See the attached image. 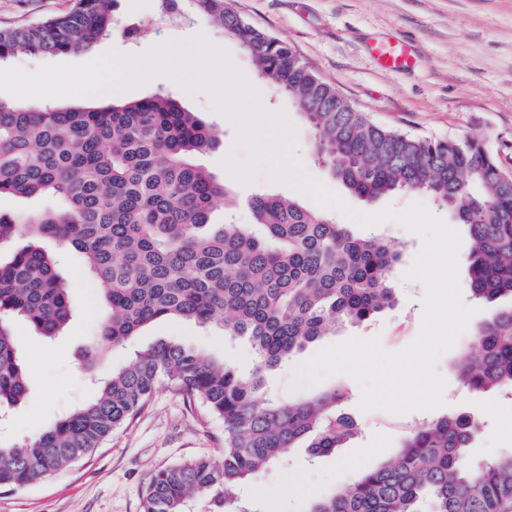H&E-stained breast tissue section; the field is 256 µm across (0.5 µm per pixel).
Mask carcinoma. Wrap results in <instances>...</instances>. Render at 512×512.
<instances>
[{"instance_id": "1", "label": "carcinoma", "mask_w": 512, "mask_h": 512, "mask_svg": "<svg viewBox=\"0 0 512 512\" xmlns=\"http://www.w3.org/2000/svg\"><path fill=\"white\" fill-rule=\"evenodd\" d=\"M115 0H74L69 12L0 27V63L19 52L85 50L112 33ZM291 99L314 132L313 155L366 200L421 193L448 209L471 240L468 290L487 308L458 379L474 395H512V180L475 138L435 140L386 128L356 110L288 45L247 22L228 0H192ZM219 134L168 95L101 107L23 106L0 99V196H54L63 205L19 218L0 212V410L28 394L27 365L11 331L21 318L47 338L73 317L68 286L43 242L77 251L107 309L95 346L117 347L147 324L189 320L244 336L255 354L243 371L174 341L138 352L98 382L93 398L31 442L0 444V488L47 478L91 456L149 404L167 379L190 407L224 421V460L196 458L155 472L141 512H187L195 495L208 512H267L241 488L285 464L302 446L332 453L356 430L332 389L295 404L266 395L267 372L344 323L358 324L397 301L393 272L403 251L382 237L298 201L260 192L252 224L213 230L214 203L232 213V189L194 157ZM477 412L416 427L399 450L350 483L311 499L306 512H512V450L475 463Z\"/></svg>"}]
</instances>
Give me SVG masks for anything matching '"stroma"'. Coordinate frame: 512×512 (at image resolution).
<instances>
[{"mask_svg": "<svg viewBox=\"0 0 512 512\" xmlns=\"http://www.w3.org/2000/svg\"><path fill=\"white\" fill-rule=\"evenodd\" d=\"M248 22L280 37L307 66L354 108L366 112L377 124L434 139H480L499 165L512 171V0H230ZM71 0H0V27L22 26L69 10ZM181 23L170 25L159 15V0H117L112 34L88 50L59 55L62 63H82L114 49L136 56L170 40L204 35L227 51L234 66L258 91L262 107L285 113L296 129L297 153L306 169L355 209L374 213L385 207L403 209L414 202L411 194H395L367 201L347 193L327 169L311 155L312 131L296 106L262 79L247 53L224 37L208 19L185 5ZM137 34H129L131 24ZM381 37H398L412 49V67L391 72L380 67L370 44ZM164 93L220 131V142L196 156L217 179L231 184L239 205L237 223L251 221L249 199L266 191L294 197L288 186L260 172L242 183L225 168L226 158L246 162L249 152L237 146V129L213 108L204 90L191 94L166 75L121 92L124 100ZM372 234L399 244L403 249L393 276L396 305L361 324H345L334 334L293 354L271 370L268 384L279 401L295 403L332 388L346 392L344 409L355 421L357 432L344 447L309 461L298 449L291 465L260 474L249 489L268 512H306L312 496L351 482L357 472L392 456L413 428L425 421L456 411L478 410L484 427L470 453L487 461L512 448V398L495 394L472 397L460 387L456 364L468 352V335H461L440 359L437 369L447 381L444 407L393 415L358 407L360 387L346 375L330 377L319 385L292 389L295 368L319 349L351 337L379 338L390 352L404 350L418 335L422 321L420 283L403 275L422 247L421 238L402 224L388 221L372 227ZM357 228V235H364ZM58 271L69 285V299L76 309L59 338L48 342L22 320L12 322L15 341L30 363L29 395L0 420V440L23 443L53 425L94 395L91 374L107 376L129 362L137 351L158 341H183L205 355L245 368L254 355L244 337L225 335L220 324L202 327L185 320H161L130 338L122 347L96 351L104 306L99 292L86 277L80 256L70 251L58 262ZM224 423L191 409L167 381H159L149 406L127 427L88 459L67 467L41 482L0 489V512H140L142 492L150 475L159 469L198 457L221 460Z\"/></svg>", "mask_w": 512, "mask_h": 512, "instance_id": "1", "label": "stroma"}]
</instances>
